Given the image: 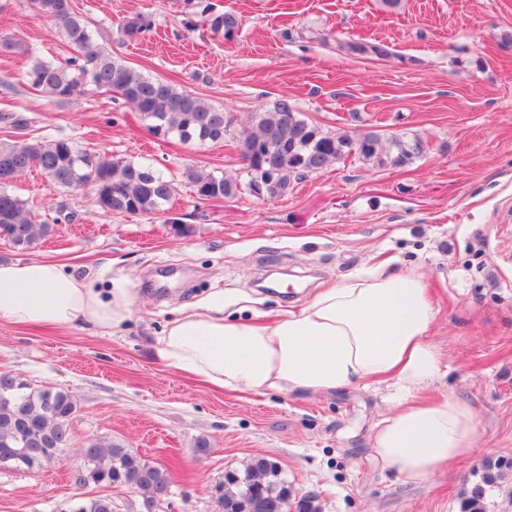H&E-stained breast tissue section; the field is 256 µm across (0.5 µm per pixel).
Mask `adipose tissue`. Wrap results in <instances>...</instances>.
<instances>
[{"label": "adipose tissue", "instance_id": "adipose-tissue-1", "mask_svg": "<svg viewBox=\"0 0 512 512\" xmlns=\"http://www.w3.org/2000/svg\"><path fill=\"white\" fill-rule=\"evenodd\" d=\"M136 298L120 280L96 288L64 265L31 258L0 263V320L35 326L81 321L105 333L123 329ZM435 309L423 275L379 265L321 289L299 311L266 321L225 314L224 303L196 305L156 340L168 366L229 391L332 394L353 385H388L390 414L371 439L376 457L407 479L423 480L477 447L468 403L417 398L440 374L430 338Z\"/></svg>", "mask_w": 512, "mask_h": 512}]
</instances>
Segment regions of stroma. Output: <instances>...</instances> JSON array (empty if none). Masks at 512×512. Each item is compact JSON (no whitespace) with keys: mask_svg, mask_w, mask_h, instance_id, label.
<instances>
[{"mask_svg":"<svg viewBox=\"0 0 512 512\" xmlns=\"http://www.w3.org/2000/svg\"><path fill=\"white\" fill-rule=\"evenodd\" d=\"M235 13L234 40L210 31L202 9ZM93 39L144 75L224 109L223 143L162 139L119 95L90 89L51 104L15 76L26 57L0 55V113L21 112L32 138L72 140L117 161H147L177 177L168 214L100 209L96 191L53 186L32 170L13 191L55 232L20 249L0 239V262L50 259L108 286L122 277L137 296L125 328H28L0 320V374L30 388L68 390L77 405L71 445L39 471L0 468V512H65L91 439L122 443L167 467L169 496L154 512H221L226 472L269 457L321 512H460L485 459L512 462V0H74ZM151 13L153 30L126 37L120 23ZM0 34L58 63L72 51L27 0H0ZM379 41L384 59L347 54ZM11 85H2L4 77ZM292 98L332 135L419 140L401 165L350 157L293 180L275 199L242 193L202 200L181 171L202 166L246 180L234 131L252 112ZM191 225L174 233L169 217ZM422 274L432 290L431 329L442 368L424 396L472 408L478 449L427 480H406L375 459L386 390L333 394L216 389L167 366L156 339L187 305L223 294L250 313L299 310L320 289L382 258ZM210 450L201 454L199 440Z\"/></svg>","mask_w":512,"mask_h":512,"instance_id":"stroma-1","label":"stroma"}]
</instances>
